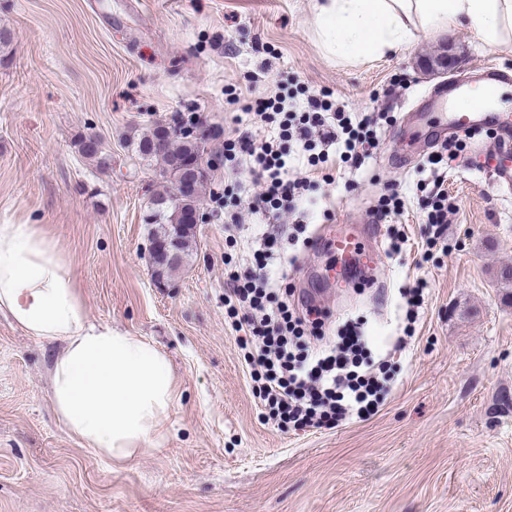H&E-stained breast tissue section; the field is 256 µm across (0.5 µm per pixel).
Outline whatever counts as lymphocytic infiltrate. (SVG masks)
<instances>
[{
    "mask_svg": "<svg viewBox=\"0 0 512 512\" xmlns=\"http://www.w3.org/2000/svg\"><path fill=\"white\" fill-rule=\"evenodd\" d=\"M330 91L309 97L303 111L286 112L282 97L256 94L244 106L246 116L279 123V139L240 134L225 139L224 154L243 159L259 185L249 210L265 219L294 212L314 184L309 177L290 175L285 139L308 150L309 166L323 170L331 151L343 162L361 168L378 143L377 125L370 115L351 117L334 108ZM425 244L435 247L444 239L454 205L441 180L421 184ZM281 255L280 239L263 233L254 250L256 267L234 276L224 291V303L242 312L234 328L246 349L250 377L270 418L282 428L306 430L329 427L374 415L392 378L384 361L372 358L369 339L356 328L345 327L336 343L311 346L322 334L323 313L318 308L291 304L285 277L271 272L270 262Z\"/></svg>",
    "mask_w": 512,
    "mask_h": 512,
    "instance_id": "f902f5d3",
    "label": "lymphocytic infiltrate"
}]
</instances>
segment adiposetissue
I'll list each match as a JSON object with an SVG mask.
<instances>
[{
  "label": "adipose tissue",
  "mask_w": 512,
  "mask_h": 512,
  "mask_svg": "<svg viewBox=\"0 0 512 512\" xmlns=\"http://www.w3.org/2000/svg\"><path fill=\"white\" fill-rule=\"evenodd\" d=\"M315 18L339 55L398 52L417 30L468 25L498 42L512 0H316ZM0 313L28 335L61 341L52 401L83 447L129 460L162 437L174 403L168 358L140 337L93 321L60 252L33 224H0Z\"/></svg>",
  "instance_id": "obj_1"
}]
</instances>
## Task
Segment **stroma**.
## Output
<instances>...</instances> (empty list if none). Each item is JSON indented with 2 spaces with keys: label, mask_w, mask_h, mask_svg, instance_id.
<instances>
[{
  "label": "stroma",
  "mask_w": 512,
  "mask_h": 512,
  "mask_svg": "<svg viewBox=\"0 0 512 512\" xmlns=\"http://www.w3.org/2000/svg\"><path fill=\"white\" fill-rule=\"evenodd\" d=\"M314 0H0V224H35L61 252L92 320L152 342L171 361L176 399L162 447L128 461L91 453L56 413L49 371L59 343L0 314V512H512V193L492 183L493 152L449 147L441 169L456 210L427 263L416 184L432 179L426 138L402 122L434 89L488 66L512 69V35L431 29L398 53L330 54ZM453 57V69L439 60ZM302 107L327 89L336 107L377 118L361 169L342 167L282 223L288 280L321 288L332 254L302 249L294 223L329 235L370 223L387 186L408 242L368 269L370 287L330 288L312 304L327 334L370 336L396 370L368 420L295 431L265 419L224 320L231 273L248 266L247 231L227 239L216 198L251 175L226 161L239 108L226 93L248 76ZM195 114L218 162L209 173L190 264L157 281L142 216L153 172L127 146L154 124ZM95 136L100 166L76 142ZM428 288L411 335L399 291Z\"/></svg>",
  "instance_id": "1"
}]
</instances>
